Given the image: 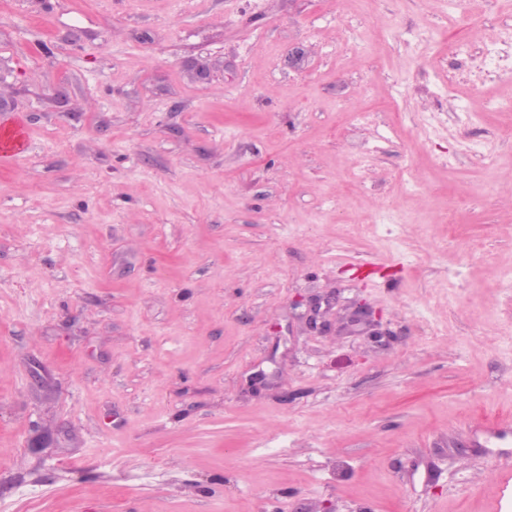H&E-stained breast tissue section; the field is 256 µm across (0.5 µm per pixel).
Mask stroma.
I'll use <instances>...</instances> for the list:
<instances>
[{"instance_id":"1","label":"stroma","mask_w":512,"mask_h":512,"mask_svg":"<svg viewBox=\"0 0 512 512\" xmlns=\"http://www.w3.org/2000/svg\"><path fill=\"white\" fill-rule=\"evenodd\" d=\"M508 32L0 0V512H512ZM28 136L24 122L13 118L0 130V162H10L21 158L27 151Z\"/></svg>"}]
</instances>
